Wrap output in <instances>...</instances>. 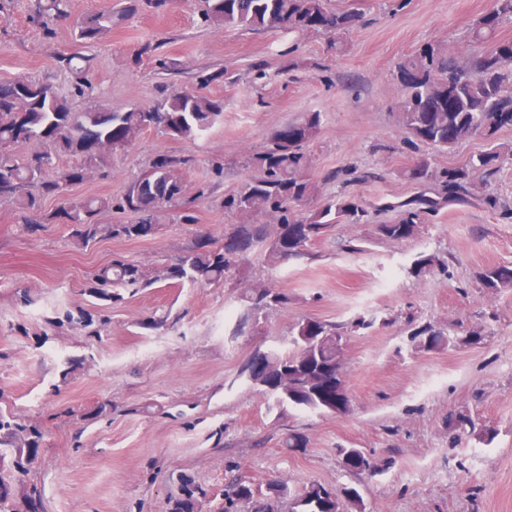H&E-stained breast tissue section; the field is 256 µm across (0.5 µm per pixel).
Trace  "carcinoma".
Segmentation results:
<instances>
[{
	"label": "carcinoma",
	"instance_id": "carcinoma-1",
	"mask_svg": "<svg viewBox=\"0 0 512 512\" xmlns=\"http://www.w3.org/2000/svg\"><path fill=\"white\" fill-rule=\"evenodd\" d=\"M173 0H118V8L107 6L77 22L73 41L78 46L103 42L112 26L126 15L139 10L161 11ZM69 0H36L32 19L42 23L46 34H53L50 21L68 18ZM202 13L205 25L241 28L252 31H288L326 34L341 46L343 38L365 24V14L354 9H339L329 0H205ZM512 20V0H491L487 12L475 19L470 38L487 48L464 61L448 55L439 43L420 47L405 58L397 73L411 72L417 82L405 89L398 104L403 144L414 147L431 145L448 150L473 138H483L488 148L470 156L455 167L456 189L448 194L447 174L421 158L403 168L400 176L417 186V192L395 203L370 207L351 191L360 184L382 180L380 169L340 168L327 174V180L340 184L341 192L316 209L306 207L318 194L317 185L304 172L310 156L308 145L320 130L321 117L312 113L290 123L296 129L286 142L275 130L264 150L253 155L248 165L257 175L224 194V209L239 215L269 218L267 224L241 223L215 241L203 237L174 261L149 266L119 256L96 274L94 287L149 288L157 283L210 285L227 282L241 264L254 256L264 257L268 265L285 263L308 255L310 244L332 238L339 224H370L382 210L398 213V220L377 225L379 233L391 240L407 239L419 224L426 223L452 205L475 200L491 210L498 209L512 219V208L502 205L492 193H478V184H487L497 173L502 151L495 144L497 133L512 127V42L497 39V30ZM150 42L142 45L140 55L154 58L163 74L175 70L174 63L157 53ZM222 116L220 103L203 93H182L162 85L152 106H133L122 111L107 103L77 112L70 98L51 84L16 77L0 82V200L14 202L31 213L26 229L38 231L43 224L57 223V211L43 210L50 196L63 199L75 239L88 245L101 239H144L157 233L165 212L180 204L183 189L179 170L189 160L165 155L163 166L153 162L132 179L120 198L87 196L67 198L74 186L69 169L53 179L46 171L54 156L65 155L74 162H86L99 169L118 149L132 146L145 129L153 127L181 139H195L208 132ZM25 130L27 145H46L53 152L34 150L20 158L14 150L20 146L18 129ZM106 144L102 151L89 146ZM129 215L125 224H103L98 216L112 209ZM483 287L491 292L512 287V267H488L478 273ZM246 313L233 334L259 332L260 320L271 310L288 304V296L270 287L249 288L241 294ZM348 327L315 319H303L293 325L291 346L282 351H256L244 364L240 376L261 392L272 396L279 407L309 412L343 413L349 407L344 380V356L341 340ZM411 342L421 351L445 348L455 343L449 332L432 324L418 327ZM41 432L35 427L0 418V447L35 448ZM338 455L345 467L378 475L387 468L360 448H340ZM320 484L305 488L295 505L300 512H342L343 501L365 512L359 492L353 488L335 490V497H323ZM253 497L250 486L235 482L226 494L224 512H233L237 502Z\"/></svg>",
	"mask_w": 512,
	"mask_h": 512
}]
</instances>
